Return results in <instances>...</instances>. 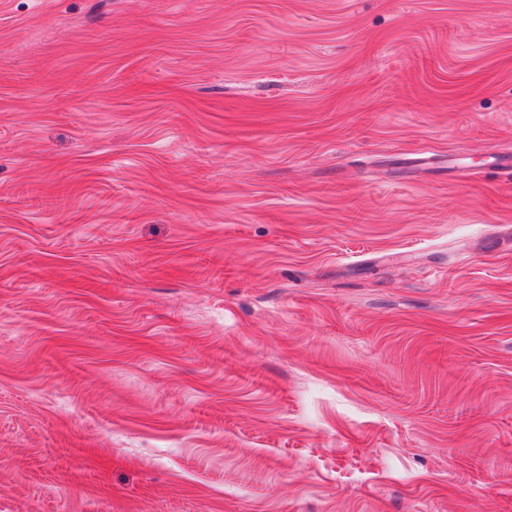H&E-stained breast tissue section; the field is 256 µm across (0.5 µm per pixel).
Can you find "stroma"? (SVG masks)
<instances>
[{
	"instance_id": "1",
	"label": "stroma",
	"mask_w": 512,
	"mask_h": 512,
	"mask_svg": "<svg viewBox=\"0 0 512 512\" xmlns=\"http://www.w3.org/2000/svg\"><path fill=\"white\" fill-rule=\"evenodd\" d=\"M512 0H0V512H512Z\"/></svg>"
}]
</instances>
